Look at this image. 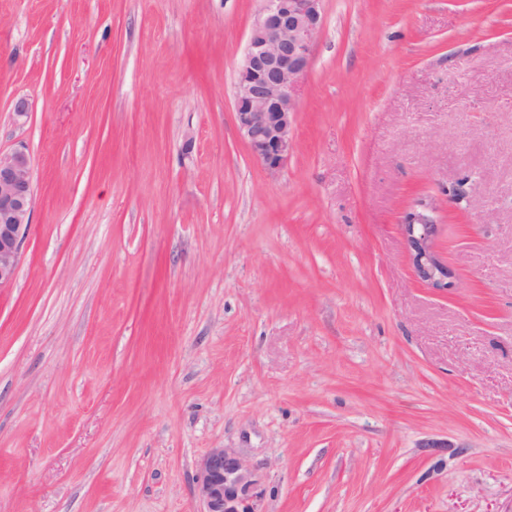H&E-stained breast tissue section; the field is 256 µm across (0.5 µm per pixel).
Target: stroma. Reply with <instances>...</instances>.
<instances>
[{"instance_id": "stroma-1", "label": "stroma", "mask_w": 512, "mask_h": 512, "mask_svg": "<svg viewBox=\"0 0 512 512\" xmlns=\"http://www.w3.org/2000/svg\"><path fill=\"white\" fill-rule=\"evenodd\" d=\"M262 5L0 0V512H200L222 447L259 512H512V0H324L274 175L233 115ZM33 197L30 156L22 149L0 152V288L17 275ZM406 250L416 279L432 288L447 289L453 286V274L434 251L438 225L423 213L415 212L402 225Z\"/></svg>"}]
</instances>
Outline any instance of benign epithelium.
Wrapping results in <instances>:
<instances>
[{"mask_svg":"<svg viewBox=\"0 0 512 512\" xmlns=\"http://www.w3.org/2000/svg\"><path fill=\"white\" fill-rule=\"evenodd\" d=\"M324 0H264L238 73L234 119L251 156L274 174L294 147L296 91L307 75L312 48L323 28ZM34 187L30 156L0 152V288L17 275L29 227ZM438 225L415 212L403 224L416 279L432 288L452 287V271L434 251ZM194 492L203 512H259L262 481L233 448H211L198 463Z\"/></svg>","mask_w":512,"mask_h":512,"instance_id":"7a95c632","label":"benign epithelium"}]
</instances>
